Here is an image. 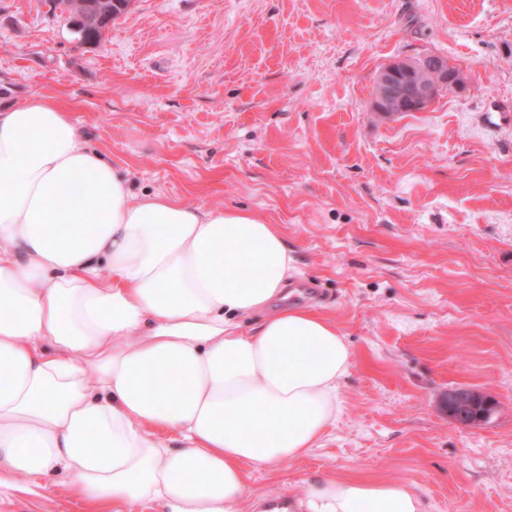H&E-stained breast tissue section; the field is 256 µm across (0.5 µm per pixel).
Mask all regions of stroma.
<instances>
[{
	"label": "stroma",
	"mask_w": 512,
	"mask_h": 512,
	"mask_svg": "<svg viewBox=\"0 0 512 512\" xmlns=\"http://www.w3.org/2000/svg\"><path fill=\"white\" fill-rule=\"evenodd\" d=\"M47 0H0V102L40 94L132 181L278 225L309 303L352 350L318 448L250 470L263 502L306 480L403 481L426 512H512V0H133L80 42ZM463 73L421 112H374L389 62ZM496 402L451 421L448 389ZM0 512H92L62 475Z\"/></svg>",
	"instance_id": "stroma-1"
}]
</instances>
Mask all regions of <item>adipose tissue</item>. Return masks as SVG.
I'll return each mask as SVG.
<instances>
[{
	"label": "adipose tissue",
	"mask_w": 512,
	"mask_h": 512,
	"mask_svg": "<svg viewBox=\"0 0 512 512\" xmlns=\"http://www.w3.org/2000/svg\"><path fill=\"white\" fill-rule=\"evenodd\" d=\"M295 273L277 225L134 196L57 101L0 105V483L245 512L249 469L320 443L352 365L332 321L285 305ZM293 507L424 512L411 485L359 477L310 480Z\"/></svg>",
	"instance_id": "obj_1"
}]
</instances>
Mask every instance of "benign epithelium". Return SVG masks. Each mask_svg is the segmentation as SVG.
Returning <instances> with one entry per match:
<instances>
[{"label": "benign epithelium", "mask_w": 512, "mask_h": 512, "mask_svg": "<svg viewBox=\"0 0 512 512\" xmlns=\"http://www.w3.org/2000/svg\"><path fill=\"white\" fill-rule=\"evenodd\" d=\"M425 72L430 78L423 77ZM460 86L461 72L449 68L444 56L422 54L395 60L383 66L377 74L373 109L389 118L404 112L424 111L441 92ZM441 404L448 408V417L461 425L477 405L494 406L481 391L470 387L448 390Z\"/></svg>", "instance_id": "7a95c632"}]
</instances>
